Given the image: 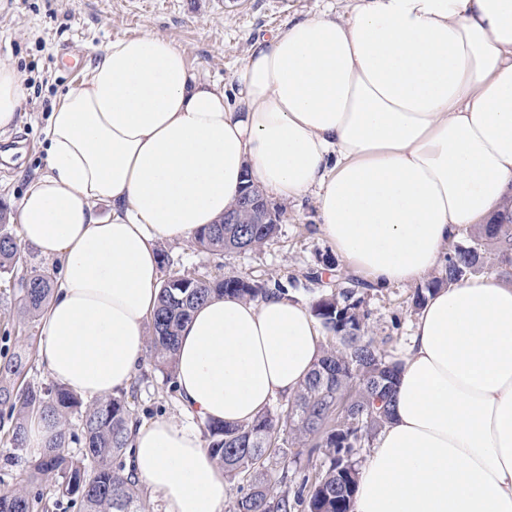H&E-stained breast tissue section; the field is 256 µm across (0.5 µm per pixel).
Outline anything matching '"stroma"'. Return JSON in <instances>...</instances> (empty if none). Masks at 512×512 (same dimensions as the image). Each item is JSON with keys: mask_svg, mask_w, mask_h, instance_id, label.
<instances>
[{"mask_svg": "<svg viewBox=\"0 0 512 512\" xmlns=\"http://www.w3.org/2000/svg\"><path fill=\"white\" fill-rule=\"evenodd\" d=\"M353 0H0V57L14 62L22 79H34L26 89L16 128L0 138V211L7 228L19 234L18 204L30 182L44 172L45 102L57 101L61 91L79 84L69 66L85 57L100 59L113 40L144 32L174 41L188 64L201 75L234 94V74L256 44L294 21L328 10L348 18ZM67 56H60L61 46ZM164 256L161 278L172 274L197 276L238 275L282 285L294 300L312 305L323 294L339 291L340 278L349 269L331 251L318 228L312 197L286 202L276 237L262 250L238 254L206 252L193 242L161 241ZM334 270H327V262ZM58 273L60 263L45 260L22 246L15 268L0 274V363L23 352L28 357L23 380L39 387L52 380L40 364L36 343L40 321L20 313L21 283L31 268ZM322 273L321 282L309 281L310 270ZM413 284L372 288L364 295L369 313L368 333L386 338V353L400 359L406 350L416 311ZM125 395L135 420L180 417L181 408L173 378L144 364Z\"/></svg>", "mask_w": 512, "mask_h": 512, "instance_id": "obj_1", "label": "stroma"}]
</instances>
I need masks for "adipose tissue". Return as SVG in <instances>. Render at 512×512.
I'll use <instances>...</instances> for the list:
<instances>
[{
  "instance_id": "obj_1",
  "label": "adipose tissue",
  "mask_w": 512,
  "mask_h": 512,
  "mask_svg": "<svg viewBox=\"0 0 512 512\" xmlns=\"http://www.w3.org/2000/svg\"><path fill=\"white\" fill-rule=\"evenodd\" d=\"M236 82L226 101L145 32L106 46L49 114L20 236L62 262L37 356L86 399L126 389L145 358L156 242L220 222L245 177L312 196L323 239L376 288L440 268L512 192V0H355L347 20L322 12L258 40ZM23 97L0 58V133ZM319 355L315 317L289 298L195 310L176 352L180 418L130 426L134 473L164 512L224 510L229 485L192 420L253 421ZM352 512H512V279L429 294Z\"/></svg>"
}]
</instances>
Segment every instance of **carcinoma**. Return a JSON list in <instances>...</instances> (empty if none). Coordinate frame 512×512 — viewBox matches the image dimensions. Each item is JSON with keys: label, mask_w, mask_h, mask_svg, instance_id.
<instances>
[{"label": "carcinoma", "mask_w": 512, "mask_h": 512, "mask_svg": "<svg viewBox=\"0 0 512 512\" xmlns=\"http://www.w3.org/2000/svg\"><path fill=\"white\" fill-rule=\"evenodd\" d=\"M238 224H212L198 232L194 244L203 250L227 254L259 251L274 238L278 225L256 224L246 211ZM470 244L448 252L438 275L414 294L415 309L423 307L426 293L450 287L478 274L487 265L512 264V199L499 211L497 221L480 224L469 233ZM19 245L9 233L0 234V273L15 267ZM354 288L323 294L313 305L323 327L339 338V345L322 350L297 394L280 412L265 410L241 425L204 423L212 458L230 480L245 474L247 488H239L235 512H351L360 460L355 449L370 442L389 420L399 363L389 359L367 336V313L359 289L368 283L351 278ZM53 288L49 270L30 271L21 313L37 317ZM266 284L237 275L195 280L171 277L160 288L148 336V359L170 373L175 367L179 332L193 311L210 298L231 294L256 300L266 296ZM23 361L16 357L0 366V416L7 415V433L23 443L28 421L38 413L58 427L55 442L31 465V481L50 482L49 490L15 484L0 490V512H49L51 499L60 494L79 512H141L139 482L126 471L132 412L123 396L89 403L62 385L48 388L19 385ZM81 415L80 433L69 427V415ZM82 445L69 452V442ZM288 446L312 454L323 452L329 466L304 477L294 494L278 492L267 474V464Z\"/></svg>", "instance_id": "carcinoma-1"}]
</instances>
